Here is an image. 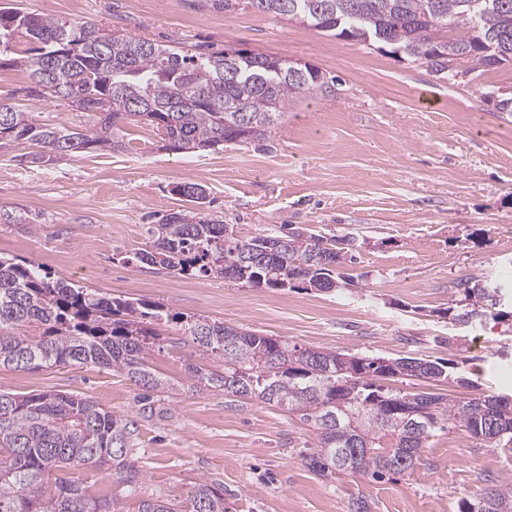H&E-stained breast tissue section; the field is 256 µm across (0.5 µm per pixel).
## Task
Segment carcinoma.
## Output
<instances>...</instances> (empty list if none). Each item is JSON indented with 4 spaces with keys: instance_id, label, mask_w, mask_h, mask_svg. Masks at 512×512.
<instances>
[{
    "instance_id": "1",
    "label": "carcinoma",
    "mask_w": 512,
    "mask_h": 512,
    "mask_svg": "<svg viewBox=\"0 0 512 512\" xmlns=\"http://www.w3.org/2000/svg\"><path fill=\"white\" fill-rule=\"evenodd\" d=\"M255 8L287 21L358 42L394 45L442 74L463 60L476 68L512 65V0H203L232 12ZM35 44L13 56L12 37ZM24 69L26 94L41 101L81 98L94 116L87 130L67 133L35 125L25 112L0 107V146H39L70 155L125 148L126 124L153 128L179 152L212 150L234 143L244 122L245 145L264 147L271 130L301 97L332 92L320 71L256 50L205 51L181 43L115 35L90 21L70 22L0 7V59ZM2 224L33 228L41 217L0 211ZM146 249L125 252L126 265L153 266L181 276H224L253 288L301 287L323 292L332 281L351 283L343 269L359 245L352 240L316 252L325 236H304L293 225L275 235L241 240L233 225L201 207L162 217L149 229ZM482 279H462L453 320L469 323L493 308ZM157 307L138 300L101 296L75 286L32 261L0 255V367L30 370L96 364L121 371L147 392L171 397L176 386L149 366L157 345ZM184 334L197 350L221 359L222 370L197 368V381L229 397L276 405L313 429L315 443L304 465L328 479L337 473L373 480L412 472L431 438L460 424L477 440L512 444V402L480 394L466 400L413 393L383 385L394 378L449 379L448 366L425 358L356 356L302 349L272 336L205 317L187 321ZM337 416L328 427L325 418ZM136 420L106 410L89 397L46 392L27 396L0 392V512H118L112 501L93 498L58 473L70 467L111 465L134 493L142 472L131 455ZM490 485L461 512H512V474ZM139 512H225L224 492L198 485L187 506L151 498Z\"/></svg>"
}]
</instances>
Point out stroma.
<instances>
[{"instance_id":"35a3bbf8","label":"stroma","mask_w":512,"mask_h":512,"mask_svg":"<svg viewBox=\"0 0 512 512\" xmlns=\"http://www.w3.org/2000/svg\"><path fill=\"white\" fill-rule=\"evenodd\" d=\"M19 2L157 43L245 47L336 81L330 95L293 101L265 150L171 151L142 124L124 127L120 151L34 162L0 150V210L42 217L35 230L0 223V253L107 297L160 303L173 316L149 364L179 392L158 397L154 416L140 423L138 493L128 494L107 467L72 468L66 478L121 512H138L141 500L158 495L187 502L205 482L223 489L226 512H350L359 497L371 512H460L483 492L486 476L512 473V449L486 446L457 426L431 438L408 476L321 479L301 457L312 431L276 406L200 385L193 367L221 362L189 346L175 321L201 315L302 349L449 362L475 383L404 380L414 393L512 395V316L461 326L447 315L460 280L494 279L512 263V112L497 107L512 96V66L460 61L439 75L392 45L367 46L250 9H204L199 0ZM17 75L0 82V103L59 131L91 126L90 113L25 97L28 74ZM189 183L205 185L206 213L233 225L237 237L293 224L361 241L348 269L356 286L251 288L229 277L124 265L122 253L148 247L150 225L187 207L173 189ZM45 391L87 396L125 414L137 410L140 389L95 364L0 370V392Z\"/></svg>"}]
</instances>
